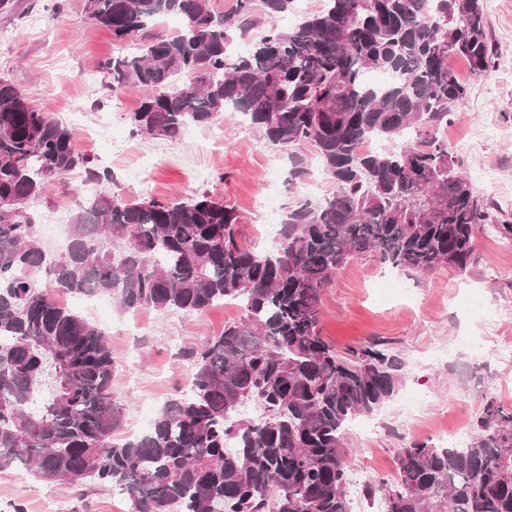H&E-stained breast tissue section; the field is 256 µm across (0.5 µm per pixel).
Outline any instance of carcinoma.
<instances>
[{"label": "carcinoma", "mask_w": 512, "mask_h": 512, "mask_svg": "<svg viewBox=\"0 0 512 512\" xmlns=\"http://www.w3.org/2000/svg\"><path fill=\"white\" fill-rule=\"evenodd\" d=\"M294 0H83L89 19L133 53L102 66L108 88L146 90L130 116L139 134L177 137L226 113L288 154L313 148L327 197L288 208L270 248L243 241L236 210L204 193L191 202L102 193L69 225L55 256L30 201L83 169L111 174L73 145L64 125L0 75V474L115 485L128 512H349L346 427L398 391L405 362L376 344L338 352L319 336L324 288L350 262L407 275L466 273L491 220L438 137L467 98L449 67L475 76L492 54L482 0H321L291 28ZM177 14L175 33L155 22ZM258 32L246 55L229 46ZM372 71L390 75L377 85ZM375 137L396 148L360 152ZM107 296L124 311L202 313L238 304V320L187 354L191 386L152 427L118 439L104 329L40 285ZM248 404L264 417H242ZM383 512H512V408L488 398L457 448L414 442L397 475L371 477Z\"/></svg>", "instance_id": "obj_1"}]
</instances>
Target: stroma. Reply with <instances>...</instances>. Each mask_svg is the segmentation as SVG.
<instances>
[{
  "mask_svg": "<svg viewBox=\"0 0 512 512\" xmlns=\"http://www.w3.org/2000/svg\"><path fill=\"white\" fill-rule=\"evenodd\" d=\"M82 0H14L0 28L13 32L0 41V74L28 99L66 124L75 147L112 174V190L129 200L189 201L207 192L233 206L251 244H258L264 218L256 198L274 193L279 212L308 197L304 180L291 177L288 159L240 117L224 121V140L212 128L189 127L176 138L141 135L128 123L141 92L126 91L123 111L112 109L103 62L119 45L109 30L83 12ZM486 33L493 47L490 70L477 77L461 59L449 64L467 85L465 104L439 130L455 164L468 180L493 172L492 186H477L489 214L512 224V0H484ZM48 35H30L32 17ZM85 176L77 170L32 201L38 220L55 212L65 218L85 206ZM476 262L457 275L439 270L422 277L399 274L373 260L350 262L325 289L318 329L337 350L384 340L405 362L397 394L368 417L376 431L348 428L350 470L391 477L396 452L412 441L440 446L448 431L470 430L486 398L512 406V241L483 228L475 240ZM62 304L104 328L114 352L112 388L123 404L118 436L147 429L160 408L182 394L190 369L183 351L218 335L238 319L217 305L198 314L120 310L112 300L60 295ZM478 338L482 354L468 338ZM413 395L423 406L408 415ZM64 500L68 512H126L128 500L108 485L37 484L25 469L0 474V512H45L47 495Z\"/></svg>",
  "mask_w": 512,
  "mask_h": 512,
  "instance_id": "1",
  "label": "stroma"
}]
</instances>
